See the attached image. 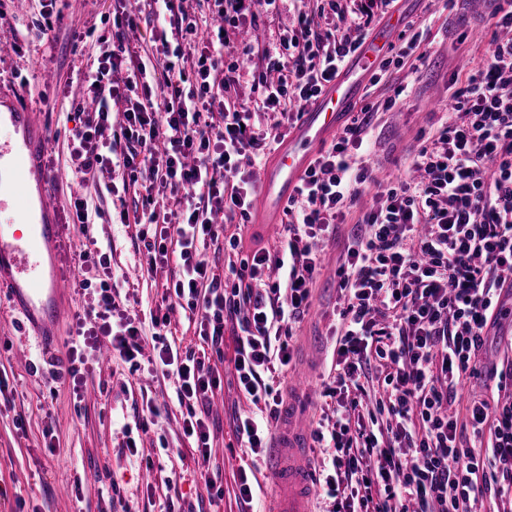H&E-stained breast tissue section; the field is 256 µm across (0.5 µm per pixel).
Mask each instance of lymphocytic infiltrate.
Here are the masks:
<instances>
[{
    "label": "lymphocytic infiltrate",
    "instance_id": "obj_1",
    "mask_svg": "<svg viewBox=\"0 0 512 512\" xmlns=\"http://www.w3.org/2000/svg\"><path fill=\"white\" fill-rule=\"evenodd\" d=\"M253 0H148L152 43L126 42L135 17L116 11L112 42L82 69L91 110L75 109L68 166L79 182L97 170L120 183L98 187L95 198L124 202L141 188L146 230L137 239L150 268L174 266L166 284L199 318L211 348L224 343V320L241 316L234 368L240 389L265 416L237 424L252 453L267 447L283 396L262 375L288 366L291 324L309 308L320 270L317 245L327 239L375 178L365 164L370 109L362 107L320 148L288 200L290 217L280 246L242 259L234 274L247 292L225 288L201 258L219 244L217 224L248 223L256 195L242 158L261 165L269 142L283 141L296 116L339 75L362 45L376 14L394 0H320L280 37L282 51L236 50L235 38L257 21ZM486 63L456 87L448 118L413 151L412 174L373 197L364 231L347 245L336 270L344 296L336 331V427L315 430L329 443L318 483L337 512H475L487 496H512V372L499 380L496 404L470 403L465 419L445 407L457 381L474 370L488 328L512 288V6L493 24ZM252 93L238 92L243 72ZM95 198L72 199L71 221L93 223ZM96 278L77 288L97 290L95 323L77 316L75 332L94 346L108 339L135 361L141 331L112 292L111 256L81 252ZM378 363L390 393L387 445L353 426L362 370ZM163 376L175 382L186 409L183 432L201 457L209 455L207 423L221 380L207 353L181 354L163 345ZM409 449V460L396 451Z\"/></svg>",
    "mask_w": 512,
    "mask_h": 512
}]
</instances>
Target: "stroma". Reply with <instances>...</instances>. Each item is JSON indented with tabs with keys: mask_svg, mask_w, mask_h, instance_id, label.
I'll return each instance as SVG.
<instances>
[{
	"mask_svg": "<svg viewBox=\"0 0 512 512\" xmlns=\"http://www.w3.org/2000/svg\"><path fill=\"white\" fill-rule=\"evenodd\" d=\"M63 17L56 22L55 40L34 43L29 57L11 53L13 29H23L39 17L38 0H0V89L37 112L49 131L48 154L53 170H62L68 157L73 127L66 113L82 101L79 68L86 65L101 42L112 39L113 0H66ZM407 21H426L429 32L418 49L410 51L402 70L382 73L367 98L374 117L367 130L373 144L371 162L376 178L384 183L403 177L410 151L421 138L440 127L456 83L480 68L488 57L491 29L473 11L468 0H400ZM480 36H473V29ZM26 87H19V77ZM393 107H386L388 98ZM363 195L337 225L335 237L322 245L323 266L312 287V306L294 324L289 341L292 360L280 378L299 425L313 431L332 416L334 400L324 394L336 385V338L333 325L340 309L336 265L363 212L370 206ZM102 212L96 223L66 227L68 249L65 268L74 273L80 251L91 246L111 248L114 275L128 273L116 297L121 309L142 323L143 349L139 370L118 355L102 359L101 347L83 351L84 379L80 390L69 382H53L55 358L65 356L75 343V314H89L98 296L68 294L60 338L53 347L42 346L28 330L7 294H0V378L9 390L0 395V512H164L167 502L199 505L200 512H262L277 487L267 468L268 454L254 455L238 439L236 420L255 413V406L240 391L234 356L242 331L237 319L224 321L221 354L210 364L221 385L210 405L209 459H201L194 443L183 435V414L175 385L153 371L161 348L154 341L151 311L168 310V341L183 349H198L202 340L196 321L181 307H168L165 275L142 274L147 264L139 249L136 227L113 223L110 198L99 200ZM280 224H227L221 239H237L224 252L207 249L205 261L219 268L223 282L237 281L229 269L255 252L273 248L281 240ZM483 350L484 369L464 377L448 404L449 414H464L472 397L489 395L494 381L489 368L512 369V320L499 316ZM310 377V391L295 390V371ZM252 469L256 491L252 503L239 496L238 470Z\"/></svg>",
	"mask_w": 512,
	"mask_h": 512,
	"instance_id": "1",
	"label": "stroma"
}]
</instances>
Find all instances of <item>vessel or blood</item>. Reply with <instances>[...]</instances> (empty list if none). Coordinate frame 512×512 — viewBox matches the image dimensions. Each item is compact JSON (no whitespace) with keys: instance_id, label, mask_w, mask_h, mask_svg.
<instances>
[{"instance_id":"b4317fda","label":"vessel or blood","mask_w":512,"mask_h":512,"mask_svg":"<svg viewBox=\"0 0 512 512\" xmlns=\"http://www.w3.org/2000/svg\"><path fill=\"white\" fill-rule=\"evenodd\" d=\"M400 23L389 12L380 30L367 37L360 52L321 96L303 110L284 146L264 168L258 182L260 224L277 223L281 208L316 157L321 142L335 133L371 73L393 43ZM8 119L21 138L0 143V290L26 318L41 345L57 342L64 292L63 228L51 218L50 168L44 161L47 134L28 109L11 104ZM9 212L29 217L28 233L17 232ZM280 457L276 481L280 489L269 512H309L312 470L306 461L304 434L296 424L275 432Z\"/></svg>"}]
</instances>
